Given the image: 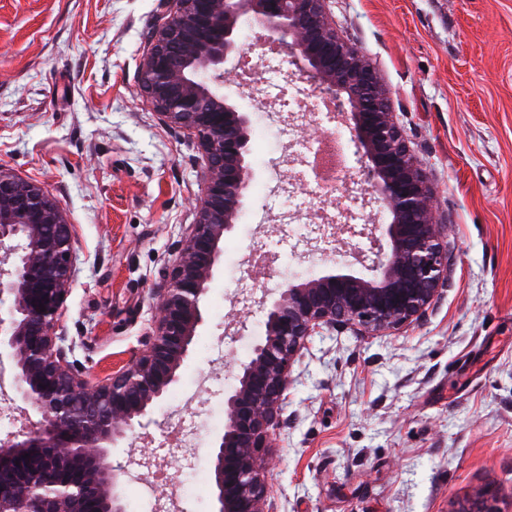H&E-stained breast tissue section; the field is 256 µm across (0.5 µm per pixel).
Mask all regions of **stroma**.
<instances>
[{
    "label": "stroma",
    "instance_id": "stroma-1",
    "mask_svg": "<svg viewBox=\"0 0 512 512\" xmlns=\"http://www.w3.org/2000/svg\"><path fill=\"white\" fill-rule=\"evenodd\" d=\"M339 34L383 76L390 107L448 219L447 291L398 333L345 328L310 337L293 365L284 426L266 458L278 512H458L490 491L512 512V0H329ZM161 0H0V166L40 183L74 226V279L62 326L74 363L98 377L151 335V293L195 220L204 162L185 133L143 97L140 60ZM224 67L230 103L267 125L251 100L272 53L267 35L241 30ZM255 182L276 172L301 208L281 216L250 193L224 240L206 323L175 393L202 407L199 454L224 431V392L264 330V295L314 276L362 273L366 239L312 225L318 208L341 215L361 197L380 244L390 221L361 169L335 193L310 199L291 142H251ZM335 236L334 251L324 248ZM264 259H255L259 246ZM170 400L111 449L113 468L150 452ZM181 512H212L208 471L167 467Z\"/></svg>",
    "mask_w": 512,
    "mask_h": 512
}]
</instances>
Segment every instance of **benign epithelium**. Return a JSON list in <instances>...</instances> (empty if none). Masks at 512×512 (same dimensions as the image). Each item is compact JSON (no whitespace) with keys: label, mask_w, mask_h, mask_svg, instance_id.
<instances>
[{"label":"benign epithelium","mask_w":512,"mask_h":512,"mask_svg":"<svg viewBox=\"0 0 512 512\" xmlns=\"http://www.w3.org/2000/svg\"><path fill=\"white\" fill-rule=\"evenodd\" d=\"M167 19L148 33L139 64L143 92L161 122L184 130L205 160L195 222L174 247L166 278L152 288L158 316L146 348L105 378L69 361L60 330L72 280L74 227L37 182L0 168V346L16 391L40 419L23 439L0 436V512H125L120 473L108 460L135 424L178 381L205 324L202 300L223 261L254 177L247 162L251 118L224 98V61L239 54L251 20L300 62L319 92L348 104L365 175L391 217L389 254L370 275L329 274L277 289L264 336L238 385L224 394V432L210 451L215 512H277L265 457L283 423L293 364L308 338L349 326L359 336L420 321L448 287L445 218L412 153L379 70L341 39L326 0H164ZM459 512H498L482 492Z\"/></svg>","instance_id":"benign-epithelium-1"}]
</instances>
